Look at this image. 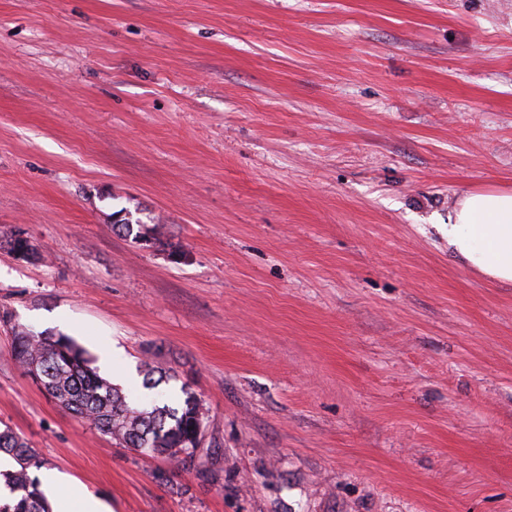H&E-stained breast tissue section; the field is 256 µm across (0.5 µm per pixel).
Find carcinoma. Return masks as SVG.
<instances>
[{
    "label": "carcinoma",
    "instance_id": "obj_1",
    "mask_svg": "<svg viewBox=\"0 0 512 512\" xmlns=\"http://www.w3.org/2000/svg\"><path fill=\"white\" fill-rule=\"evenodd\" d=\"M13 358L68 412L89 422L101 434L124 448L177 458L193 454L204 430L208 410L191 393L183 403L138 408L122 388L101 377L93 357L65 335H36L16 330ZM169 377L156 375L143 361V387L154 389ZM17 463L9 473L0 472L15 495L14 504L0 505V512H51L35 471L43 463L27 440L10 427L0 430V451Z\"/></svg>",
    "mask_w": 512,
    "mask_h": 512
}]
</instances>
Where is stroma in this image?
I'll return each mask as SVG.
<instances>
[{"instance_id": "obj_1", "label": "stroma", "mask_w": 512, "mask_h": 512, "mask_svg": "<svg viewBox=\"0 0 512 512\" xmlns=\"http://www.w3.org/2000/svg\"><path fill=\"white\" fill-rule=\"evenodd\" d=\"M486 187L512 0H0V427L111 512H512V284L443 229ZM18 326L191 392L200 445L112 443Z\"/></svg>"}]
</instances>
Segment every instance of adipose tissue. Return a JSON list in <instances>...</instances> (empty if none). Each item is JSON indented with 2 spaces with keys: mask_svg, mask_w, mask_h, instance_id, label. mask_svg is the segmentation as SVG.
<instances>
[{
  "mask_svg": "<svg viewBox=\"0 0 512 512\" xmlns=\"http://www.w3.org/2000/svg\"><path fill=\"white\" fill-rule=\"evenodd\" d=\"M448 246L483 275L512 283V190H465L448 211Z\"/></svg>",
  "mask_w": 512,
  "mask_h": 512,
  "instance_id": "adipose-tissue-1",
  "label": "adipose tissue"
}]
</instances>
